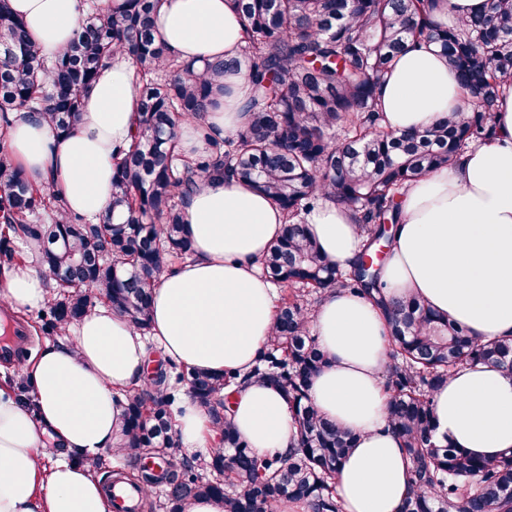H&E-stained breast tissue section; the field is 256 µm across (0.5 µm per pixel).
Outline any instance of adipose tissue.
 I'll return each instance as SVG.
<instances>
[{
  "label": "adipose tissue",
  "instance_id": "obj_1",
  "mask_svg": "<svg viewBox=\"0 0 512 512\" xmlns=\"http://www.w3.org/2000/svg\"><path fill=\"white\" fill-rule=\"evenodd\" d=\"M9 3L49 60L75 38L87 8L85 0ZM156 32L172 55L199 68L234 55L245 37L232 0H162ZM225 84L221 110L206 115L215 140L243 121L247 80L232 75ZM136 92L133 61L118 51L86 95L70 134L57 135L39 112L8 114L16 160L36 180H52L67 213L93 223L108 209L115 160L135 131ZM379 99L385 127L402 132L459 106L462 90L438 48L410 39ZM303 218L332 262L356 261L362 238L347 206L328 199ZM184 219L194 254L160 276L150 334L165 357L186 367L249 371L275 326L274 286L260 261L285 215L240 182L204 177L184 204ZM381 280L388 296L419 297L477 335L512 336V93L499 104L490 143L408 188ZM49 284L35 261L12 266L0 275V310L45 306ZM311 327L328 363L312 377L309 398L322 417L358 436L336 478L344 510L397 512L409 488L406 452L387 421L386 319L367 299L333 291L318 303ZM147 364L139 332L102 306L22 369L26 395L0 389V512H113L94 464L122 452L120 392L145 385ZM434 400L438 437L483 459L512 451V374L464 368ZM231 415L256 453L293 449L297 429L277 386L245 383L233 396ZM175 431L189 454L218 433L207 411L192 402ZM50 444L60 456L49 463Z\"/></svg>",
  "mask_w": 512,
  "mask_h": 512
}]
</instances>
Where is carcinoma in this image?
Wrapping results in <instances>:
<instances>
[{"instance_id":"carcinoma-1","label":"carcinoma","mask_w":512,"mask_h":512,"mask_svg":"<svg viewBox=\"0 0 512 512\" xmlns=\"http://www.w3.org/2000/svg\"><path fill=\"white\" fill-rule=\"evenodd\" d=\"M247 37L233 56L200 73L168 53L155 31L160 0H125L119 12L90 0L71 44L47 62L8 0H0V118L27 110L50 117L57 135L74 129L103 64L121 50L134 60L136 132L116 163L111 205L90 224L11 158L0 129V258L15 259L16 238L49 243L40 255L51 279L41 331L62 336L100 301L148 328L152 290L173 260L193 255L183 206L202 176L235 178L286 216L283 234L261 261L279 286L274 336L253 369L222 374L158 363L143 388L125 393L124 435L141 461L136 477L112 479L140 492L146 512H186L190 501L224 499V512H275L283 501L311 512H344L336 470L355 433L325 420L309 402L311 377L327 364L310 330L313 301L343 289L383 311L391 338L385 378L388 424L402 438L410 487L398 512H512V452L471 456L433 438L434 394L455 371L479 365L512 374V338L483 339L415 298H388L379 246L402 218L401 197L416 180L493 136L501 98L512 89V0L453 25L433 18L436 0H233ZM438 45L458 74L466 103L422 129H385L378 89L407 39ZM245 73V121L195 158L176 136L221 108L224 77ZM346 205L363 250L349 270L323 257L302 213L321 199ZM49 223L34 222L40 214ZM252 378L287 395L298 427L286 456L257 455L231 422L233 391ZM220 430L209 459L183 454L172 433L181 386ZM162 499H152L156 488Z\"/></svg>"}]
</instances>
